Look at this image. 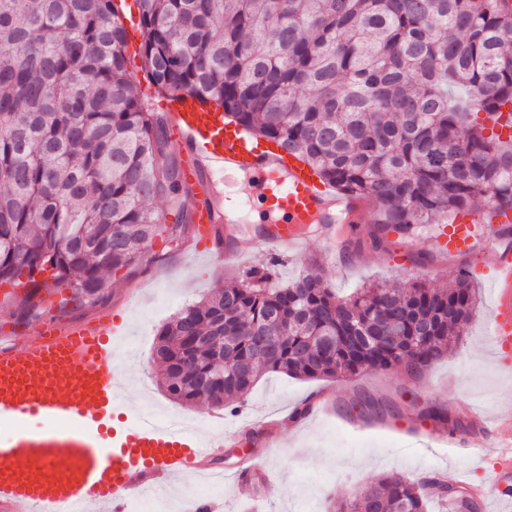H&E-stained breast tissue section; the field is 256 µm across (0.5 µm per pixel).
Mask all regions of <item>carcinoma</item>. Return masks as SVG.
<instances>
[{
	"mask_svg": "<svg viewBox=\"0 0 512 512\" xmlns=\"http://www.w3.org/2000/svg\"><path fill=\"white\" fill-rule=\"evenodd\" d=\"M142 70L254 138L302 157L338 190L373 201L368 240L411 237L483 199L512 209V134H485L512 107L508 0H134ZM115 0H0V286L16 316L62 286L93 300L106 273L152 241L182 239L195 203L163 112L145 107ZM468 90L465 105L450 92ZM163 200L179 222H159ZM50 272V279L40 275ZM269 270L216 288L157 332L160 385L184 405L223 407L267 372L299 379L403 366L420 374L472 317L463 271L434 287L375 284L336 297L321 273L271 286ZM235 340L223 345L224 333ZM224 370L219 374L218 370ZM417 417L457 427L434 403ZM437 494L473 512L460 488ZM425 487L383 475L327 512H426Z\"/></svg>",
	"mask_w": 512,
	"mask_h": 512,
	"instance_id": "1",
	"label": "carcinoma"
}]
</instances>
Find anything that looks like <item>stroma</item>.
<instances>
[{"instance_id":"stroma-1","label":"stroma","mask_w":512,"mask_h":512,"mask_svg":"<svg viewBox=\"0 0 512 512\" xmlns=\"http://www.w3.org/2000/svg\"><path fill=\"white\" fill-rule=\"evenodd\" d=\"M438 232L435 224L409 238L391 232L382 248L366 245L353 252L346 251L344 239L329 246L310 233L299 247L282 250L275 263L263 250L218 263L209 249L189 239L159 237L141 261L110 274L104 295L93 302L65 304L60 294L50 292L41 315L21 322L14 314L15 289L0 286V347L22 344L48 322L70 326L108 320L120 338L114 359L129 417L151 407L164 416L178 415L199 435L210 436L232 430L240 412L271 416L272 434L231 438L218 463L232 470L240 455H250L266 486L254 487L250 501L236 499L231 485L214 486L209 498L215 512H324L330 497L362 490L381 475L414 482L434 478L462 488L487 485L501 456L489 445L487 423L512 418V352L496 348L488 337L495 285L485 245L451 253L438 245ZM265 265L277 284L307 268H320L340 296L378 281L398 286L421 278L439 285L463 269L470 273L478 302L455 348L417 377L401 367L344 379L303 380L269 372L232 410L205 400L191 405L172 401L158 384V328L213 288L238 282L244 271ZM363 396L397 405L402 414L357 416L350 407ZM414 402L447 409L457 422L458 443L427 445L433 424L417 419L410 409Z\"/></svg>"}]
</instances>
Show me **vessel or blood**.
<instances>
[{
  "label": "vessel or blood",
  "instance_id": "vessel-or-blood-1",
  "mask_svg": "<svg viewBox=\"0 0 512 512\" xmlns=\"http://www.w3.org/2000/svg\"><path fill=\"white\" fill-rule=\"evenodd\" d=\"M194 98L176 93L168 127L182 146L184 175L199 183L205 203L193 222L211 240L228 225L237 251L296 247L311 225L334 240L339 225L359 223L364 199L338 191L301 158L267 148L223 116L192 111ZM241 172L257 192L249 209L224 201L223 174ZM512 210L469 209L443 230L451 252L475 241L493 245L497 288L492 340L512 348V238L498 227ZM263 225L255 233L253 225ZM123 408L112 351V328L80 323L45 324L23 345L0 348V512H87L89 501L108 512H127L139 493L184 472L206 473L205 463L224 448L223 436L200 438L178 419L161 425L151 418L113 424ZM43 421L40 430L28 422ZM492 434L502 459L491 489L512 497V419L497 420Z\"/></svg>",
  "mask_w": 512,
  "mask_h": 512
}]
</instances>
